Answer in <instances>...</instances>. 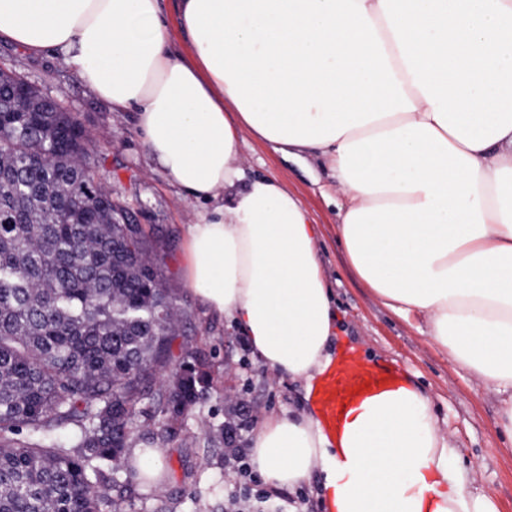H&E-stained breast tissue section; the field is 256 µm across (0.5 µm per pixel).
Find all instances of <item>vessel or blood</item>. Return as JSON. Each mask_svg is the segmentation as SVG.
Returning <instances> with one entry per match:
<instances>
[{"label": "vessel or blood", "instance_id": "vessel-or-blood-1", "mask_svg": "<svg viewBox=\"0 0 512 512\" xmlns=\"http://www.w3.org/2000/svg\"><path fill=\"white\" fill-rule=\"evenodd\" d=\"M401 386L396 371L377 366L350 349L338 355L312 399L319 408L326 432L340 436L364 403L398 391Z\"/></svg>", "mask_w": 512, "mask_h": 512}]
</instances>
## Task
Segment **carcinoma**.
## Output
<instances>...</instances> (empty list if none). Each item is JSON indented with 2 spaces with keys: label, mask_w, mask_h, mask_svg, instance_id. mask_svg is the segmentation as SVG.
I'll return each instance as SVG.
<instances>
[{
  "label": "carcinoma",
  "mask_w": 512,
  "mask_h": 512,
  "mask_svg": "<svg viewBox=\"0 0 512 512\" xmlns=\"http://www.w3.org/2000/svg\"><path fill=\"white\" fill-rule=\"evenodd\" d=\"M19 78L0 72V512H122L145 397L170 434L210 381L173 353L156 241L96 182L59 100L15 111Z\"/></svg>",
  "instance_id": "1"
}]
</instances>
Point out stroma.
I'll list each match as a JSON object with an SVG mask.
<instances>
[{"instance_id":"35a3bbf8","label":"stroma","mask_w":512,"mask_h":512,"mask_svg":"<svg viewBox=\"0 0 512 512\" xmlns=\"http://www.w3.org/2000/svg\"><path fill=\"white\" fill-rule=\"evenodd\" d=\"M0 67L21 72L74 110L90 138L98 183L127 204L137 223L161 244L157 263L181 311L174 352L197 353L210 374V388L174 436H167L161 424H138L132 445L160 450L164 479L157 493L132 482L125 512H227L228 488L238 479L233 456L239 450L251 452L254 433L269 415L313 411L304 383L261 365L246 336L226 316L207 308L186 280L185 244L196 205L149 161L129 113L112 111L58 58H32L0 42ZM242 153L247 177L277 178L314 220L318 257L339 327L330 352L336 355L350 346L372 363L400 368L410 385L429 398L455 458L472 473V490L491 496L498 512H512V443L498 430L499 396L359 280L338 239L341 213L320 191L329 178L315 157L284 158L254 136L247 137ZM243 416L248 423L235 446H225L220 429Z\"/></svg>"}]
</instances>
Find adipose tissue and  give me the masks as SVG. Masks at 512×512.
<instances>
[{"instance_id": "adipose-tissue-1", "label": "adipose tissue", "mask_w": 512, "mask_h": 512, "mask_svg": "<svg viewBox=\"0 0 512 512\" xmlns=\"http://www.w3.org/2000/svg\"><path fill=\"white\" fill-rule=\"evenodd\" d=\"M0 0V40L52 55L113 111L198 210L186 277L258 361L313 386L333 362L332 293L311 217L246 179L254 135L328 169L359 279L503 394L512 440V0ZM343 455L312 417L253 437L267 481L322 472L327 512H497L449 461L429 399L368 405Z\"/></svg>"}]
</instances>
